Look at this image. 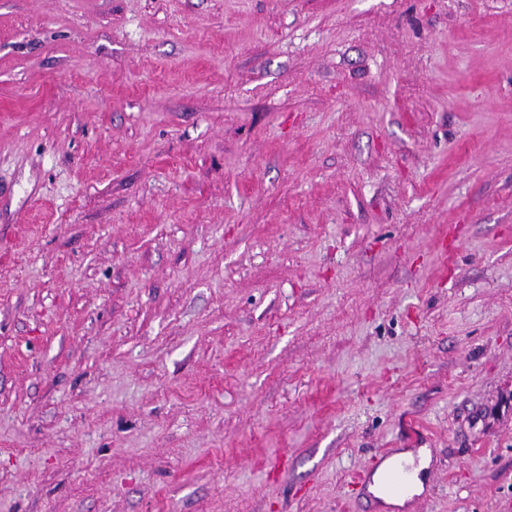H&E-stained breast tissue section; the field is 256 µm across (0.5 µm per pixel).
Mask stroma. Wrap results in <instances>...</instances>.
Here are the masks:
<instances>
[{
  "label": "stroma",
  "instance_id": "1",
  "mask_svg": "<svg viewBox=\"0 0 512 512\" xmlns=\"http://www.w3.org/2000/svg\"><path fill=\"white\" fill-rule=\"evenodd\" d=\"M0 512H512V0H0Z\"/></svg>",
  "mask_w": 512,
  "mask_h": 512
}]
</instances>
